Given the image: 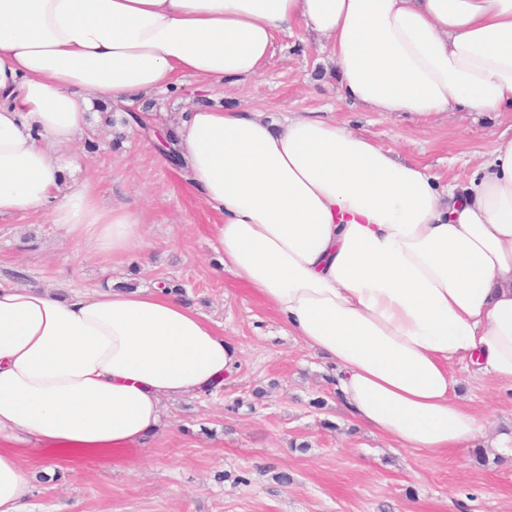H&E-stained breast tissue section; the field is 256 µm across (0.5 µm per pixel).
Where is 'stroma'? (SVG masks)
Wrapping results in <instances>:
<instances>
[{
    "mask_svg": "<svg viewBox=\"0 0 512 512\" xmlns=\"http://www.w3.org/2000/svg\"><path fill=\"white\" fill-rule=\"evenodd\" d=\"M321 44L301 26L278 37L259 77L214 91L188 78L179 94L134 96L126 108L161 123L210 98L273 119L320 116L429 166L444 184L466 179L478 152L512 133V112L456 111L425 122L346 102ZM94 134L97 151L77 145L73 162L106 204L147 211L149 249L102 261L47 218L16 216L0 220V276L44 288L179 287L234 342L240 361L221 388L169 403L145 448L111 466L41 458L29 512H512L511 454L490 437L442 454L409 451L355 421L336 399L325 359L213 262L217 216L188 192L178 167L155 160L148 133L132 125ZM450 371L492 434L512 430L511 383L474 380L459 364Z\"/></svg>",
    "mask_w": 512,
    "mask_h": 512,
    "instance_id": "stroma-1",
    "label": "stroma"
}]
</instances>
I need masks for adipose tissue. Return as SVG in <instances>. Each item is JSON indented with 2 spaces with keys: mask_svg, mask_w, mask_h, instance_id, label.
Masks as SVG:
<instances>
[{
  "mask_svg": "<svg viewBox=\"0 0 512 512\" xmlns=\"http://www.w3.org/2000/svg\"><path fill=\"white\" fill-rule=\"evenodd\" d=\"M299 24L328 40L343 100L512 111V0H0V219L46 214L97 254L142 251L140 212L65 177L94 102L255 78ZM143 120L218 216L221 268L331 361L355 419L409 450L483 436L448 367L512 383V136L442 187L331 120L208 105ZM238 362L173 292L0 277V512H22L36 457L110 464L144 447L166 401L222 386Z\"/></svg>",
  "mask_w": 512,
  "mask_h": 512,
  "instance_id": "1",
  "label": "adipose tissue"
}]
</instances>
